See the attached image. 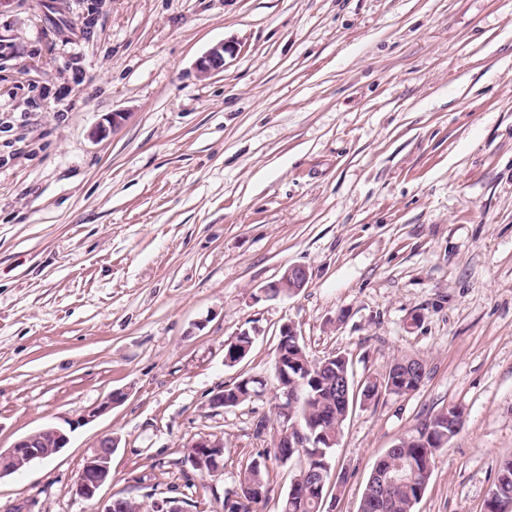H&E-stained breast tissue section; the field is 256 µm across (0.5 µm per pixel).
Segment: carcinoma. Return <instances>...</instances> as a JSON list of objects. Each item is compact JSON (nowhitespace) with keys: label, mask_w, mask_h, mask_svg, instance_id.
Wrapping results in <instances>:
<instances>
[{"label":"carcinoma","mask_w":512,"mask_h":512,"mask_svg":"<svg viewBox=\"0 0 512 512\" xmlns=\"http://www.w3.org/2000/svg\"><path fill=\"white\" fill-rule=\"evenodd\" d=\"M277 350L281 362L288 370V388L296 392L297 405L291 419L283 423L281 433L309 434L319 443L317 448H282L273 446L274 458L286 464L293 458L301 459V466L295 480L303 487L297 492H287L281 502L280 512H322L325 487L334 471V443L339 440L346 410L353 400H344L337 381L339 373L345 371L349 379V392L356 388L351 365L343 366L335 361L323 365L315 362L316 377L304 379L298 374L302 370L299 361H309L303 344L294 339L278 341ZM412 367L406 369L395 363L382 376L375 378L372 385L379 386L374 396L381 393L406 395L418 388L423 375L418 371L421 362L411 360ZM255 383L240 379L224 386V408L239 406L238 396L251 398ZM464 422L459 420L457 408L428 416L418 423L405 438L388 449L375 463L378 468L396 471L399 482L390 487L367 481L360 498L357 512H416L433 474L437 453L462 430ZM269 472L263 462H251L238 474V491L235 498H224V512H257L268 492ZM493 499L507 503L512 500V459L500 465L497 479L490 488Z\"/></svg>","instance_id":"cac0c4a2"}]
</instances>
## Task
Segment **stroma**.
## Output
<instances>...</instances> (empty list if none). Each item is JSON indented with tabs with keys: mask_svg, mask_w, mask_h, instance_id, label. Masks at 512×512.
Instances as JSON below:
<instances>
[{
	"mask_svg": "<svg viewBox=\"0 0 512 512\" xmlns=\"http://www.w3.org/2000/svg\"><path fill=\"white\" fill-rule=\"evenodd\" d=\"M91 3L0 0V448L49 424L70 438L0 478V512H224L260 457L259 512H279L300 466L269 454L287 323L355 382L426 370L350 411L334 512L451 406L465 424L417 512H484L512 458V0ZM220 43L223 72L199 78ZM292 265L307 285L260 298ZM241 329L252 350L227 365ZM244 374L263 393L212 409ZM115 389L125 402L82 423ZM204 434L224 439L223 475L185 460ZM106 435L111 479L80 499ZM119 440L114 436H104L98 440L74 483L75 494L85 500L96 497L99 489L110 479L112 453L118 448Z\"/></svg>",
	"mask_w": 512,
	"mask_h": 512,
	"instance_id": "stroma-1",
	"label": "stroma"
}]
</instances>
